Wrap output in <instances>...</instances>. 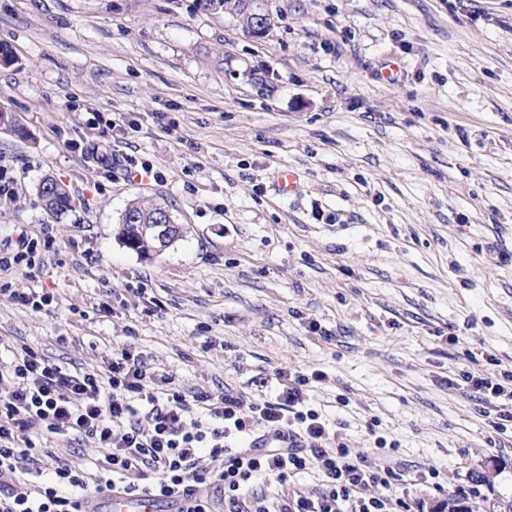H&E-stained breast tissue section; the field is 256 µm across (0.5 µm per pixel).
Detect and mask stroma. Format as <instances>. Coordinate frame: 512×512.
I'll use <instances>...</instances> for the list:
<instances>
[{"label":"stroma","mask_w":512,"mask_h":512,"mask_svg":"<svg viewBox=\"0 0 512 512\" xmlns=\"http://www.w3.org/2000/svg\"><path fill=\"white\" fill-rule=\"evenodd\" d=\"M264 7L254 39L197 0H0V248L39 242L0 287L55 299L0 297V353L103 371L126 348L189 396L319 369L313 404L393 461L411 512L473 487L504 512L512 402L481 403L463 374H512V0ZM48 177L65 213L39 197ZM136 200L182 238L125 247ZM38 194L52 213L63 212L70 207L71 196L67 187L53 178H46L39 184ZM7 292H9L8 288L0 289V295L7 296L9 300L19 302L36 313L50 310L54 301V296L43 290L41 292L30 291L29 293L10 292L7 294Z\"/></svg>","instance_id":"35a3bbf8"}]
</instances>
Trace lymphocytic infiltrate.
I'll return each instance as SVG.
<instances>
[{"label": "lymphocytic infiltrate", "instance_id": "lymphocytic-infiltrate-1", "mask_svg": "<svg viewBox=\"0 0 512 512\" xmlns=\"http://www.w3.org/2000/svg\"><path fill=\"white\" fill-rule=\"evenodd\" d=\"M325 378L281 369L270 395L189 398L125 349L106 371L68 372L21 347L0 360V512H76L105 490L177 498L184 512H406L394 467L356 453L312 406ZM61 433L95 445L93 470L45 451ZM307 470L317 487L290 491Z\"/></svg>", "mask_w": 512, "mask_h": 512}]
</instances>
